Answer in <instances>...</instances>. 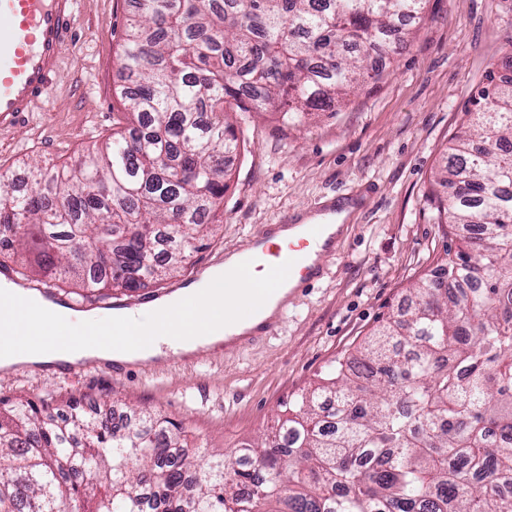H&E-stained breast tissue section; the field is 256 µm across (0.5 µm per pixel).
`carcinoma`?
Masks as SVG:
<instances>
[{"label": "carcinoma", "mask_w": 512, "mask_h": 512, "mask_svg": "<svg viewBox=\"0 0 512 512\" xmlns=\"http://www.w3.org/2000/svg\"><path fill=\"white\" fill-rule=\"evenodd\" d=\"M425 0H136L118 76L131 126L79 164L0 174V257L91 292L187 270L224 201L230 111L300 126L383 71ZM438 173L481 236L414 306L336 362L271 430L197 453L157 411L112 424L78 400L0 398V512H512V59ZM192 474L186 484L183 474Z\"/></svg>", "instance_id": "obj_1"}]
</instances>
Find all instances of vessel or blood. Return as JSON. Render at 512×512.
Returning <instances> with one entry per match:
<instances>
[{"mask_svg": "<svg viewBox=\"0 0 512 512\" xmlns=\"http://www.w3.org/2000/svg\"><path fill=\"white\" fill-rule=\"evenodd\" d=\"M76 0H0V130L14 126L49 96L66 45H77ZM276 230L262 228L240 249L237 276L254 277V264L265 274L259 285L287 286L296 296L320 277L332 253L334 236L326 224L304 227L298 241L281 245Z\"/></svg>", "mask_w": 512, "mask_h": 512, "instance_id": "vessel-or-blood-1", "label": "vessel or blood"}]
</instances>
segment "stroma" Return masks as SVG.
<instances>
[{
    "label": "stroma",
    "instance_id": "stroma-1",
    "mask_svg": "<svg viewBox=\"0 0 512 512\" xmlns=\"http://www.w3.org/2000/svg\"><path fill=\"white\" fill-rule=\"evenodd\" d=\"M135 0H77L79 51H65L51 95L0 130V173L22 179L30 159L75 163L89 147L128 125L116 77ZM512 54V0H427L405 48L335 112L301 129L273 113L233 118L243 145L228 165L224 221L191 262L203 272L284 216L313 214L332 197L354 198L324 277L289 302L273 334L198 357L132 365L114 378L87 362L73 376L22 365L0 369V396L46 395L58 403L104 398L125 410L149 407L186 424L196 443L232 451L265 432L336 360L398 318L409 287L464 230L438 221L453 187L433 174L463 134L488 75Z\"/></svg>",
    "mask_w": 512,
    "mask_h": 512
}]
</instances>
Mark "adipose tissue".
<instances>
[{"instance_id":"1","label":"adipose tissue","mask_w":512,"mask_h":512,"mask_svg":"<svg viewBox=\"0 0 512 512\" xmlns=\"http://www.w3.org/2000/svg\"><path fill=\"white\" fill-rule=\"evenodd\" d=\"M238 255L206 270L201 279L166 299L141 310H118L110 315H79L29 292L0 288V367L20 364L52 365L83 359L110 362H147L165 353L188 355L200 347H216L222 335L209 334L213 320L234 305H255L260 317L276 306L272 297L258 298L247 281L225 282V270L234 268ZM119 328L122 340L107 342L89 335L91 324Z\"/></svg>"}]
</instances>
